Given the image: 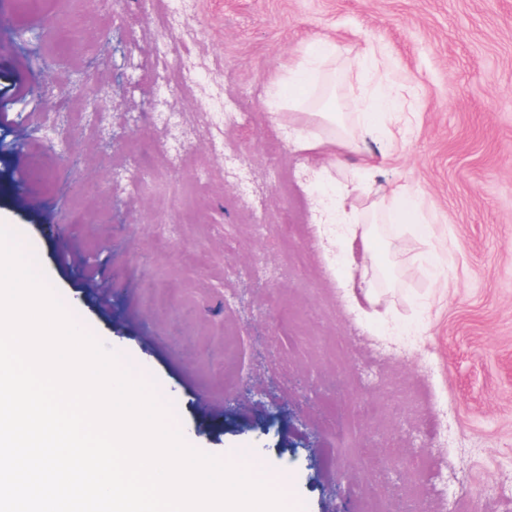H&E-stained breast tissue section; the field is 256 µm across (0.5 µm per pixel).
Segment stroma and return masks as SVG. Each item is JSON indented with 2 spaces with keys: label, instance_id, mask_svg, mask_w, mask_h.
<instances>
[{
  "label": "stroma",
  "instance_id": "35a3bbf8",
  "mask_svg": "<svg viewBox=\"0 0 512 512\" xmlns=\"http://www.w3.org/2000/svg\"><path fill=\"white\" fill-rule=\"evenodd\" d=\"M14 3L0 0V223L76 322L154 378L186 441L252 449L306 512H512V0H49L27 22L34 47ZM321 34L337 82L309 98L404 101L372 175L360 160L381 139L322 165L295 141L323 126L265 106ZM43 55L69 82L96 65L107 109L60 99L67 127L43 124ZM353 184L360 211L379 187L420 203V223L381 225L380 281L333 219Z\"/></svg>",
  "mask_w": 512,
  "mask_h": 512
}]
</instances>
